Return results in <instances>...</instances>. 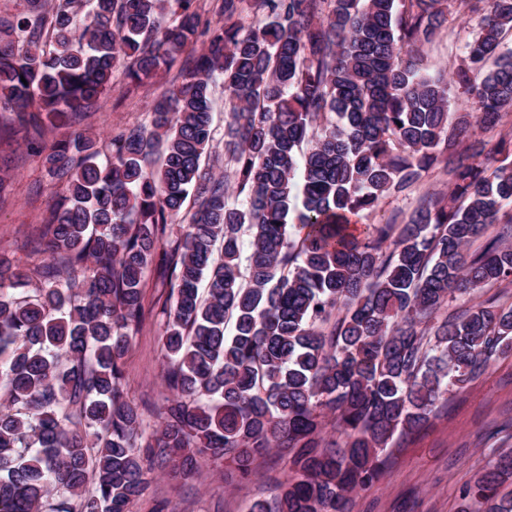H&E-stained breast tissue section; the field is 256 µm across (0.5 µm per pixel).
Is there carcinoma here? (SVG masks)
Masks as SVG:
<instances>
[{
	"label": "carcinoma",
	"mask_w": 512,
	"mask_h": 512,
	"mask_svg": "<svg viewBox=\"0 0 512 512\" xmlns=\"http://www.w3.org/2000/svg\"><path fill=\"white\" fill-rule=\"evenodd\" d=\"M19 5L0 14V109L61 183L38 252L62 267L0 254V512H127L155 458L183 478L210 458L249 476L272 450L292 475L273 510L250 512H349L395 436L512 355V308L472 302L512 286V141L480 138L512 112V0H221L204 26L193 0ZM247 5L263 25L244 33ZM454 6L478 31L452 74H424ZM199 41L144 123L106 142L80 128L116 71L139 86ZM218 76L215 176L200 160ZM460 96L474 109L450 111ZM49 125L67 133L48 143ZM439 165L448 191L401 224H360ZM152 267L173 288L161 340L176 396L150 431L124 383ZM458 298L465 311L441 316ZM329 416L339 448L323 444ZM509 482L499 451L458 512H512ZM215 94L213 102V126L215 127L214 140L210 147V156L205 161V169L213 172L224 170V87L220 79L215 81Z\"/></svg>",
	"instance_id": "cac0c4a2"
}]
</instances>
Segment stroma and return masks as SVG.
I'll return each instance as SVG.
<instances>
[{
    "label": "stroma",
    "instance_id": "1",
    "mask_svg": "<svg viewBox=\"0 0 512 512\" xmlns=\"http://www.w3.org/2000/svg\"><path fill=\"white\" fill-rule=\"evenodd\" d=\"M475 25L464 13L449 15L426 48L425 66L432 71L455 68ZM178 73L171 68L137 87L115 73L114 90L100 99L87 127L108 136L114 128L143 123L151 103ZM4 171L10 179L0 194V252L24 260L61 188L49 176L42 156L20 140L0 144V173ZM447 188L446 172L432 169L411 188L386 196L364 221L406 217L422 195ZM171 292L155 272L146 273L145 320L126 360V397L154 427L160 423V409L174 396L165 380L168 364L160 336L161 308ZM493 448H512V357L493 361L466 388L449 396L430 426L388 448L380 480L354 496L351 512H457L461 487L488 465ZM288 467L287 456L272 451L256 458L250 477H241L231 461L210 460L185 481L174 477L167 462L128 512H248L254 501L274 502Z\"/></svg>",
    "mask_w": 512,
    "mask_h": 512
}]
</instances>
